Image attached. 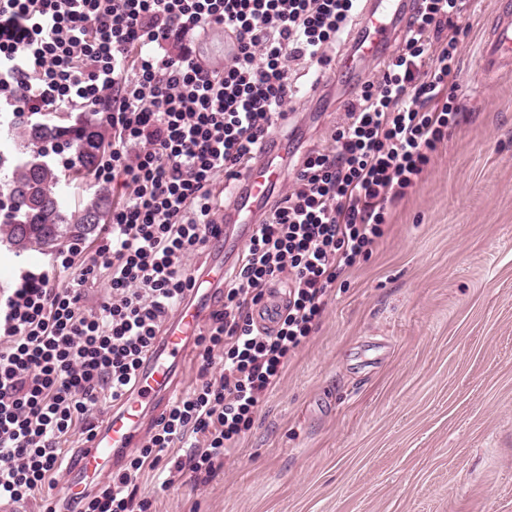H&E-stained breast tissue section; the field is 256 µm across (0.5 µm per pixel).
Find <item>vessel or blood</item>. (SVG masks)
Here are the masks:
<instances>
[{
  "label": "vessel or blood",
  "mask_w": 512,
  "mask_h": 512,
  "mask_svg": "<svg viewBox=\"0 0 512 512\" xmlns=\"http://www.w3.org/2000/svg\"><path fill=\"white\" fill-rule=\"evenodd\" d=\"M364 22L359 34L365 42L361 57H376L389 37L408 20L407 0H366ZM482 80L498 78L512 69V11L497 10L488 37L479 52ZM283 171L272 157H256L245 174L246 186L236 196L229 223L238 227V242L248 241L255 226L252 217L262 210L271 189L282 179ZM285 305L283 297L272 294L253 312L256 324L273 328ZM201 324L198 306L187 303L176 313L167 333L149 353L141 367L131 396L119 402L107 415L93 439L79 451L60 487L64 499L81 497L89 484L104 476L119 450L136 446L148 412L171 397L176 389L175 373L186 349Z\"/></svg>",
  "instance_id": "b4317fda"
}]
</instances>
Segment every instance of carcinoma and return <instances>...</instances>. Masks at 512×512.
I'll list each match as a JSON object with an SVG mask.
<instances>
[{
  "label": "carcinoma",
  "instance_id": "obj_1",
  "mask_svg": "<svg viewBox=\"0 0 512 512\" xmlns=\"http://www.w3.org/2000/svg\"><path fill=\"white\" fill-rule=\"evenodd\" d=\"M20 137L29 156L13 164L11 177L3 183L10 204L3 215L7 243L20 251H53L65 239L88 235L105 223L110 207L107 191H100L70 210L60 193L61 173L42 161L47 149L62 147L69 152L68 176L78 179L90 175L99 164L107 141L98 112L83 111L70 124H26Z\"/></svg>",
  "mask_w": 512,
  "mask_h": 512
}]
</instances>
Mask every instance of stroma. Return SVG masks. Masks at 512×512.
I'll use <instances>...</instances> for the list:
<instances>
[{
    "mask_svg": "<svg viewBox=\"0 0 512 512\" xmlns=\"http://www.w3.org/2000/svg\"><path fill=\"white\" fill-rule=\"evenodd\" d=\"M496 0L462 21L459 123L389 218L371 258L207 482L162 490L151 512H512V75L472 84ZM345 35L273 141L323 147L379 60L344 76Z\"/></svg>",
    "mask_w": 512,
    "mask_h": 512,
    "instance_id": "35a3bbf8",
    "label": "stroma"
}]
</instances>
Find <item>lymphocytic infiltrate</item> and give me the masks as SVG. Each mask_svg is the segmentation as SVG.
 Returning a JSON list of instances; mask_svg holds the SVG:
<instances>
[{
  "mask_svg": "<svg viewBox=\"0 0 512 512\" xmlns=\"http://www.w3.org/2000/svg\"><path fill=\"white\" fill-rule=\"evenodd\" d=\"M469 0H416L402 45L364 82L324 147L299 157L195 339L197 382L155 422L127 468L75 512H150L139 481L211 478L236 452L337 282L373 254L393 206L457 125L460 21ZM360 0H0V112L28 121L94 105L112 131L95 182L124 190L96 245L77 239L19 266L0 295V503L54 485L62 445L91 437L103 400L137 371L197 283L192 257L217 232L215 177L239 179L287 119L301 62L325 68ZM238 51L204 68L185 38L212 27ZM178 44L177 55L164 54ZM70 280L60 284L58 274ZM108 293L85 305L87 284ZM288 303L272 331L253 310L273 281ZM222 372H215V365Z\"/></svg>",
  "mask_w": 512,
  "mask_h": 512,
  "instance_id": "f902f5d3",
  "label": "lymphocytic infiltrate"
}]
</instances>
